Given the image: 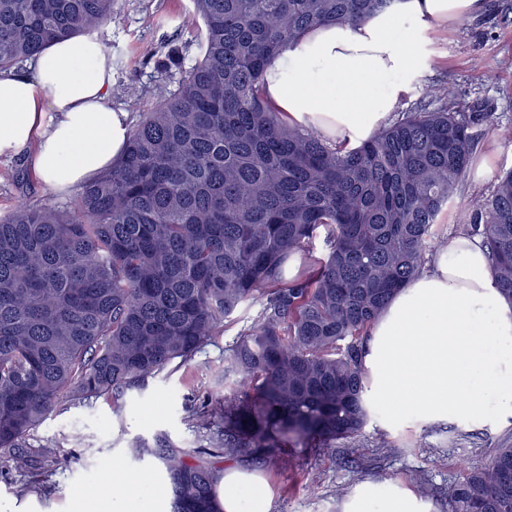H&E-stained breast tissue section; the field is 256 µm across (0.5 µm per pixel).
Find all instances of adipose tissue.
Instances as JSON below:
<instances>
[{"instance_id": "adipose-tissue-1", "label": "adipose tissue", "mask_w": 512, "mask_h": 512, "mask_svg": "<svg viewBox=\"0 0 512 512\" xmlns=\"http://www.w3.org/2000/svg\"><path fill=\"white\" fill-rule=\"evenodd\" d=\"M483 0H403L352 26L305 31L264 73L268 106L290 125L318 129L353 148L390 124L431 57L427 31L477 14ZM112 66L97 34L47 44L25 69L0 72V155L29 150L33 175L53 192L74 191L121 157L128 114L113 107ZM366 402L427 423L447 419L512 426V302L501 293L481 236L447 245L400 288L363 344ZM113 492L76 488L68 512H163L161 491L125 471ZM221 512H269L260 476L229 466Z\"/></svg>"}]
</instances>
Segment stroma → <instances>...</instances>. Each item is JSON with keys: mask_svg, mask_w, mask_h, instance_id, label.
Here are the masks:
<instances>
[{"mask_svg": "<svg viewBox=\"0 0 512 512\" xmlns=\"http://www.w3.org/2000/svg\"><path fill=\"white\" fill-rule=\"evenodd\" d=\"M189 0H117L119 24H109L97 35L116 59L112 69V103L138 122L156 104L152 86L157 77L154 61L142 50L149 45L182 47L195 58L198 39L181 28L180 14ZM433 57L399 102L406 111L419 100L422 85L444 84L448 103L477 116L479 144L496 137L500 126L512 125V11L484 7L443 30L426 33ZM512 169V141L501 140L491 172L481 180L465 176L455 202L439 218L438 232L461 228L462 213L474 198L491 193L496 173ZM72 206L69 194H48L28 172L26 152L0 156V217L21 202ZM237 332L205 345L190 365L150 378L140 391L127 393L119 405L100 399L90 404H64L48 416L22 443L25 455L38 456L45 447L57 450L58 460L27 472L0 460V503L14 512H29L38 503L44 512H68L70 489L94 486V477L108 462L125 465L129 474H151L163 481L159 460L134 459V439L162 434L180 448L194 452L206 447L205 430L188 416L191 408L223 399L238 379L223 380L224 357ZM382 409H374L362 437L353 448H327L301 460L293 469H275L256 460L240 466L266 478L271 492L270 512H343L342 504L360 485L390 496L394 486L417 489L428 479L432 490L425 496L428 512H445V493L460 470L487 464L493 451L512 443V427L476 430L448 421L420 424L409 417L383 426Z\"/></svg>", "mask_w": 512, "mask_h": 512, "instance_id": "obj_1", "label": "stroma"}]
</instances>
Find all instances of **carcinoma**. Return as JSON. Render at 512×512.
Wrapping results in <instances>:
<instances>
[{
  "mask_svg": "<svg viewBox=\"0 0 512 512\" xmlns=\"http://www.w3.org/2000/svg\"><path fill=\"white\" fill-rule=\"evenodd\" d=\"M190 2L182 27L202 33L199 56L187 67L178 50L165 53L176 77L155 86L158 104L119 161L69 209L22 203L0 219V453L36 466L14 449L62 404L116 403L235 320L224 377L246 386L190 415L207 449L191 454L162 435L131 444L162 460L171 512H220L219 459L280 468L362 436L365 334L447 245L436 221L476 140L471 116L436 84L350 149L268 107L265 67L305 30L358 25L402 0ZM116 21L115 0H0V71ZM463 227L483 237L511 301V169ZM299 252L308 265L290 277ZM446 505L512 512V445L464 469Z\"/></svg>",
  "mask_w": 512,
  "mask_h": 512,
  "instance_id": "carcinoma-1",
  "label": "carcinoma"
}]
</instances>
